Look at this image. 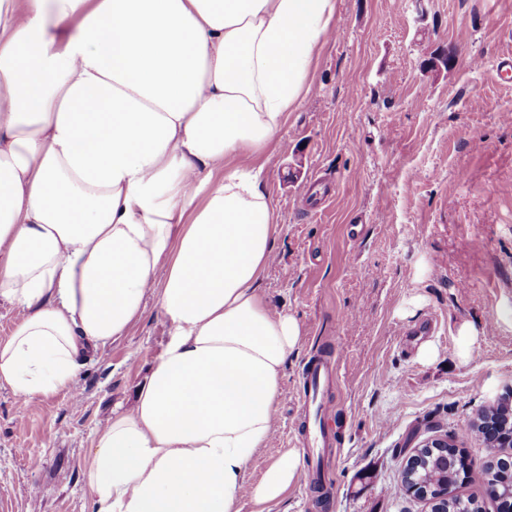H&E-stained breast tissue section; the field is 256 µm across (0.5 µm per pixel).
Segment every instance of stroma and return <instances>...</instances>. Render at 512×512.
Returning a JSON list of instances; mask_svg holds the SVG:
<instances>
[{
	"mask_svg": "<svg viewBox=\"0 0 512 512\" xmlns=\"http://www.w3.org/2000/svg\"><path fill=\"white\" fill-rule=\"evenodd\" d=\"M336 16L344 39L326 42L262 158L278 226L262 290L303 337L247 481L286 451L307 460L315 421L299 396L310 364L334 359L327 497L297 482L265 512H427L399 490L411 448L444 436L487 463L468 427L512 392V0H336ZM465 321L479 337L461 366ZM168 338L151 301L71 388L24 403L0 386L8 512H94V434ZM425 341L434 361L417 355Z\"/></svg>",
	"mask_w": 512,
	"mask_h": 512,
	"instance_id": "obj_1",
	"label": "stroma"
}]
</instances>
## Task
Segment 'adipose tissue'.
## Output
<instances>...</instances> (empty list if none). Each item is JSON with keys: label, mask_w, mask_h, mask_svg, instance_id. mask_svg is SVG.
I'll return each instance as SVG.
<instances>
[{"label": "adipose tissue", "mask_w": 512, "mask_h": 512, "mask_svg": "<svg viewBox=\"0 0 512 512\" xmlns=\"http://www.w3.org/2000/svg\"><path fill=\"white\" fill-rule=\"evenodd\" d=\"M336 0H0V385L70 388L148 298L170 327L95 434V512H240L301 476L246 474L295 317L261 280L277 226L257 159L309 90Z\"/></svg>", "instance_id": "1"}]
</instances>
